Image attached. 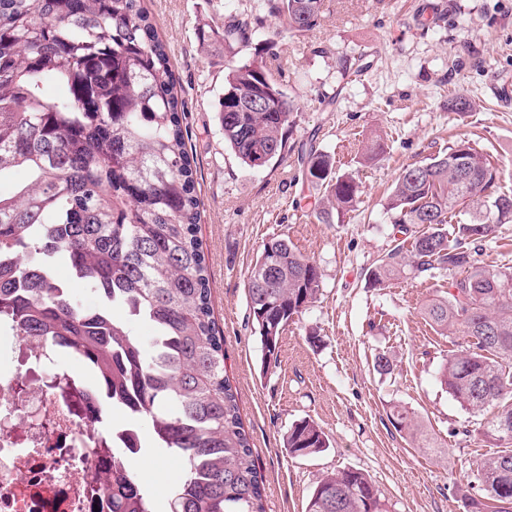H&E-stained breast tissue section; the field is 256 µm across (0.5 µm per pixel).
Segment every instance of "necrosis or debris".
<instances>
[{
	"label": "necrosis or debris",
	"mask_w": 512,
	"mask_h": 512,
	"mask_svg": "<svg viewBox=\"0 0 512 512\" xmlns=\"http://www.w3.org/2000/svg\"><path fill=\"white\" fill-rule=\"evenodd\" d=\"M75 354L0 329V512H112L93 460L112 432L91 423Z\"/></svg>",
	"instance_id": "4bbe7bcc"
}]
</instances>
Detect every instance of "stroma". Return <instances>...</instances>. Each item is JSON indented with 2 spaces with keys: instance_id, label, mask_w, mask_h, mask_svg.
Returning a JSON list of instances; mask_svg holds the SVG:
<instances>
[{
  "instance_id": "1",
  "label": "stroma",
  "mask_w": 512,
  "mask_h": 512,
  "mask_svg": "<svg viewBox=\"0 0 512 512\" xmlns=\"http://www.w3.org/2000/svg\"><path fill=\"white\" fill-rule=\"evenodd\" d=\"M257 5L143 0L186 103L214 315L264 476L265 512H304L324 475L347 470L369 475L389 512H464L460 497L471 469L494 447L439 380L449 352L463 349V336L434 331L423 315L453 276L409 275L377 286L369 271L398 236L384 205L401 168L450 138L490 154L500 185L512 191V99L499 94L512 85V0H325L313 30L277 39L272 67L283 72L296 112L290 152L263 169L241 164L225 146L215 112L224 57L197 40L202 24L220 27L225 14ZM459 95L472 111H449ZM375 139L383 150L370 160L364 147ZM309 144L358 184L354 206L324 222L316 218L323 189L297 164V148ZM276 236L318 267L321 287L269 362L249 316L246 278L263 242ZM476 259L512 271V222L496 226ZM381 353L391 372L375 370ZM396 405L425 426L438 452L421 451L393 428ZM304 418L318 423L329 446L293 458L283 437ZM141 445L134 477L151 493L153 512H171L179 467L149 428L141 430Z\"/></svg>"
}]
</instances>
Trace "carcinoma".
<instances>
[{
	"label": "carcinoma",
	"instance_id": "obj_1",
	"mask_svg": "<svg viewBox=\"0 0 512 512\" xmlns=\"http://www.w3.org/2000/svg\"><path fill=\"white\" fill-rule=\"evenodd\" d=\"M324 0H261L258 12L224 16L199 40L224 52V92L216 112L224 144L250 168L288 154L295 107L283 73L256 54L236 57L268 21L303 36ZM66 94L45 95V81ZM165 43L141 0H0V179L21 168L26 179L0 193V324L78 354L95 374L90 418L120 409L130 422L112 427L123 471L102 470L112 512H151L136 481L145 420L182 478L172 512H265L264 480L253 458L238 392L224 370V343L211 308L194 169ZM492 156L470 140L450 142L404 167L388 197L389 222L406 235L371 270L383 280L410 270L459 271L447 295L426 305L432 327H455L466 346L448 354L440 382L472 414L475 429L501 448L482 458L468 512H512V273L474 257L495 226L512 221V194L498 191ZM305 178L323 198L353 206L357 187L333 172L330 155L309 153ZM482 199L489 212L464 219ZM410 224L429 230L408 235ZM458 225L448 239L447 225ZM63 259L88 289L84 303L54 274ZM318 268L287 239L263 244L247 274V298L262 352L277 359L286 327L320 290ZM118 307L124 317L117 319ZM149 322L154 335L136 334ZM396 431L421 433L408 412L392 411ZM293 458L327 448L320 426L302 419L288 429ZM306 512H386L358 470L322 478Z\"/></svg>",
	"mask_w": 512,
	"mask_h": 512
}]
</instances>
